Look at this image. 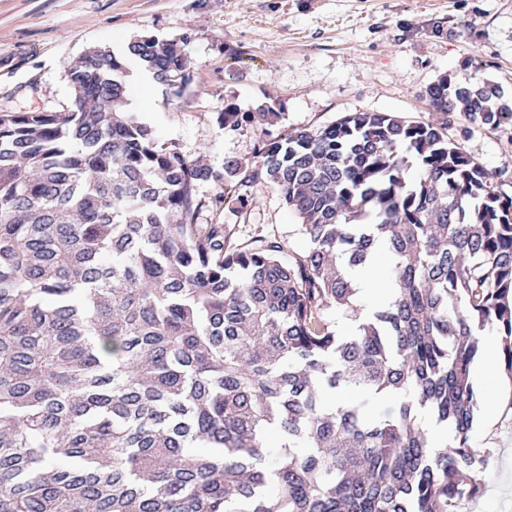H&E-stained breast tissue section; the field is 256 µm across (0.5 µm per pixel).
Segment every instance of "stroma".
<instances>
[{"mask_svg": "<svg viewBox=\"0 0 512 512\" xmlns=\"http://www.w3.org/2000/svg\"><path fill=\"white\" fill-rule=\"evenodd\" d=\"M178 43L191 59L181 96L131 89L136 117L157 142L216 166L250 160L251 128H225L226 108L280 112L277 130L319 128L350 112L427 119L441 74L490 80L512 104V0H0V109L62 111L65 70L87 50L136 37ZM448 136L512 196V123L493 128L460 113ZM281 239L287 255L309 240L273 186L255 190L237 236ZM495 372L476 387L473 446L488 456L479 497L457 512H512V378L492 335Z\"/></svg>", "mask_w": 512, "mask_h": 512, "instance_id": "obj_1", "label": "stroma"}]
</instances>
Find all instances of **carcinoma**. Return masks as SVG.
<instances>
[{"mask_svg": "<svg viewBox=\"0 0 512 512\" xmlns=\"http://www.w3.org/2000/svg\"><path fill=\"white\" fill-rule=\"evenodd\" d=\"M128 60L177 97L189 81L177 43L139 37L68 67L69 109L0 112V512H456L480 494L470 367L491 327L512 377V197L447 128L512 121L502 88L442 75L424 121L276 137L280 113L227 111L258 135L219 170L124 110ZM269 184L310 242L286 261L221 219ZM381 246L389 300L340 336L321 310L359 316L354 272ZM343 388L391 406L329 404Z\"/></svg>", "mask_w": 512, "mask_h": 512, "instance_id": "carcinoma-1", "label": "carcinoma"}]
</instances>
